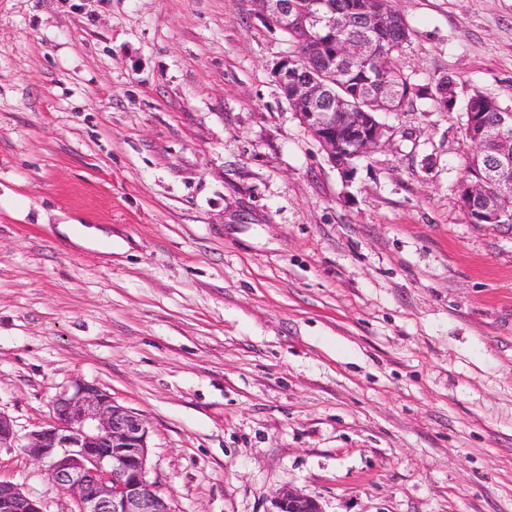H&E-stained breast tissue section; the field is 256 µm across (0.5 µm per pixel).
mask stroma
<instances>
[{"label": "stroma", "mask_w": 512, "mask_h": 512, "mask_svg": "<svg viewBox=\"0 0 512 512\" xmlns=\"http://www.w3.org/2000/svg\"><path fill=\"white\" fill-rule=\"evenodd\" d=\"M384 112L343 177L255 0H0V412L76 379L139 413L174 512H512V224H471L462 104L512 109V0H395ZM107 230L111 246L59 232ZM0 479L74 499L23 448ZM275 507V512H323L315 498L289 488L278 493Z\"/></svg>", "instance_id": "1"}]
</instances>
